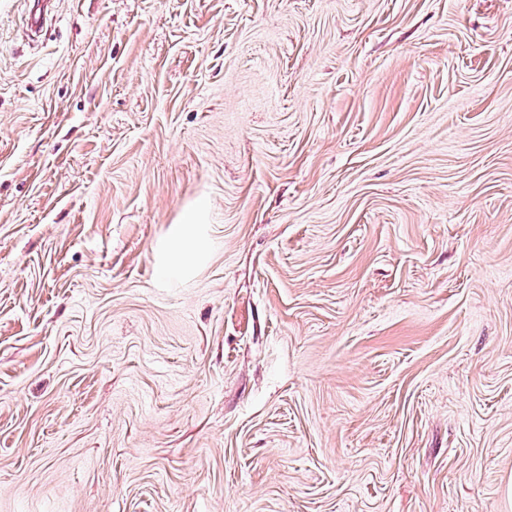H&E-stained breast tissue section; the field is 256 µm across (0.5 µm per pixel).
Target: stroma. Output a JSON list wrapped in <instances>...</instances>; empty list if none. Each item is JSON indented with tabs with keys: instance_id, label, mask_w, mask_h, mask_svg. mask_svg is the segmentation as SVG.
I'll return each instance as SVG.
<instances>
[{
	"instance_id": "1",
	"label": "stroma",
	"mask_w": 512,
	"mask_h": 512,
	"mask_svg": "<svg viewBox=\"0 0 512 512\" xmlns=\"http://www.w3.org/2000/svg\"><path fill=\"white\" fill-rule=\"evenodd\" d=\"M29 8L0 512H512V0ZM204 216L202 207H194L188 218L175 229L164 254V264L170 272L187 276L203 260Z\"/></svg>"
}]
</instances>
